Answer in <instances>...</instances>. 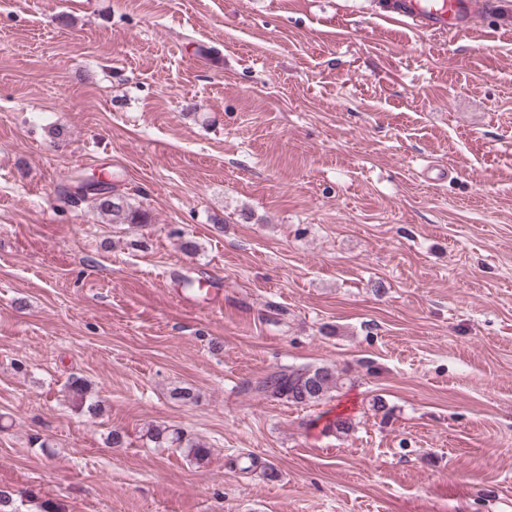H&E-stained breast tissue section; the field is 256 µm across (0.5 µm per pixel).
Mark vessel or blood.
<instances>
[{
	"mask_svg": "<svg viewBox=\"0 0 512 512\" xmlns=\"http://www.w3.org/2000/svg\"><path fill=\"white\" fill-rule=\"evenodd\" d=\"M498 0H397L382 13L384 20L435 35L464 36L478 16L497 13Z\"/></svg>",
	"mask_w": 512,
	"mask_h": 512,
	"instance_id": "obj_1",
	"label": "vessel or blood"
}]
</instances>
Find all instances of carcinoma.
<instances>
[{
  "label": "carcinoma",
  "instance_id": "1",
  "mask_svg": "<svg viewBox=\"0 0 512 512\" xmlns=\"http://www.w3.org/2000/svg\"><path fill=\"white\" fill-rule=\"evenodd\" d=\"M89 199L93 207L102 214L112 216L114 224H147L148 216L133 207L125 195L117 192L116 185H105L93 189L82 196ZM340 384L339 374L324 366L286 367L266 375L255 391L263 398L284 399L294 405H312L327 398ZM68 397L78 409L90 414L96 413V405L87 402L88 386L85 380L73 376L66 385ZM152 438L165 448H182L187 455L202 461L208 457L210 449L206 444L195 441L179 428H155Z\"/></svg>",
  "mask_w": 512,
  "mask_h": 512
}]
</instances>
